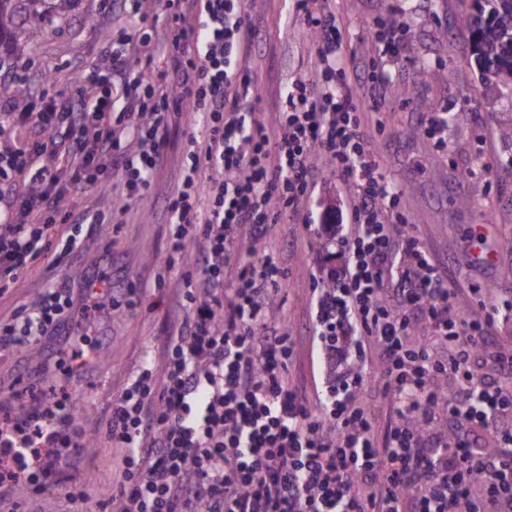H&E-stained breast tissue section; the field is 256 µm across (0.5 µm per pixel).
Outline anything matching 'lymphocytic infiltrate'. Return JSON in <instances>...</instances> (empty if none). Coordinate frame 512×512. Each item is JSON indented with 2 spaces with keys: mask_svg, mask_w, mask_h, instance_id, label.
<instances>
[{
  "mask_svg": "<svg viewBox=\"0 0 512 512\" xmlns=\"http://www.w3.org/2000/svg\"><path fill=\"white\" fill-rule=\"evenodd\" d=\"M164 9L176 94L113 51L110 73L84 75L91 99L61 94L13 116L65 130L66 140L0 154V181L35 183L0 205V283L9 285L49 249L56 222L100 221L63 204L105 185L113 73L124 75L127 127L140 143L123 161L122 201L148 193L160 131L186 112L204 129L188 141L166 208L171 252L206 287L186 292L160 354H148L112 401L113 512H512V346L493 340L512 317V290L493 297L462 281L454 259L411 232L402 190L375 149L384 126L367 129L348 95L360 80L373 110L395 101L404 22L377 23V53L360 72L337 58L342 31L321 0H292L317 39L321 79L294 77L267 121L241 107L258 81L242 65L259 33L246 0H164ZM192 12L201 27L187 26ZM322 168L353 186L347 223L324 227L338 263L314 277L305 322L276 326L283 256L253 258L250 244L281 218L307 223ZM98 308L91 284L48 289L36 309L17 311V323L0 324V346L55 339ZM304 336L324 368L313 400L290 375ZM373 382L387 412L362 398ZM69 406L63 392L26 416L0 415V489L35 473L51 479L69 444Z\"/></svg>",
  "mask_w": 512,
  "mask_h": 512,
  "instance_id": "lymphocytic-infiltrate-1",
  "label": "lymphocytic infiltrate"
}]
</instances>
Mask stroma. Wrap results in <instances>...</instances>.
<instances>
[{
    "label": "stroma",
    "instance_id": "stroma-1",
    "mask_svg": "<svg viewBox=\"0 0 512 512\" xmlns=\"http://www.w3.org/2000/svg\"><path fill=\"white\" fill-rule=\"evenodd\" d=\"M394 0H327L325 7L339 20L344 38L339 50L343 64L361 70L375 54L368 24L386 17ZM15 32L25 46L23 55L0 68V84L13 83L22 75L26 91L20 96L0 95V153L19 142L49 139L37 126L21 127L9 116L40 106L59 93L76 94L83 76L92 68L108 69L112 49L107 34H126L123 51L129 62L142 68L146 77L158 81L168 94L175 84L162 78L165 61L152 54L164 31L166 16L161 0H140L141 22H134L120 0L103 7L101 0H69L64 16L55 25L35 21L34 12H53L58 0H17ZM402 18L409 33L396 83L411 88L409 100L398 99L381 111L386 136L377 141L379 159L388 174L402 182L404 204L410 221L423 242L439 255H451L463 264L464 277L477 279L495 293L512 289V140L500 130L512 125V93L483 87L480 72L469 51L467 17L472 0H403ZM248 11L261 23L246 66L260 77L257 99L246 109L272 118L288 78L309 71L317 43L304 23L292 15L290 0H250ZM429 64L430 77H422L421 64ZM448 115V148L434 150L418 126L420 113ZM202 128L192 113H185L164 136V162L145 199L128 202L125 213L109 210L117 201L123 178L121 168L106 175L109 189L92 188L70 198L72 211L106 213L102 224H64L63 237L76 240L71 257L54 263L45 255L17 283L0 295V320L15 309L34 307L48 288L80 286L85 279L98 285L102 311L81 321V342L96 357L93 366L71 379L69 391L81 408L78 424L82 446L65 461L77 497L67 489L46 490L41 479L27 487L0 495V512H100L101 503L115 485L112 441L108 422L112 401L126 380L139 368L147 347L161 349L174 316L181 312L184 292L183 265L168 266L169 215L166 197L176 188L190 137ZM484 148L488 167L472 171L477 148ZM352 187L329 172H320L308 203L310 221L328 223L346 213ZM488 218L493 222L495 242L500 243L494 269H467L464 241L468 225ZM297 243L286 248L287 234ZM285 247L283 263L288 271L280 284L274 320L298 324L306 314L312 274L329 267L322 239L309 236L289 219H281L271 238L253 245L254 257ZM163 286H156V278ZM120 309H113V302ZM72 363L71 347L55 341L31 347L0 350V400L28 397L47 389L48 379L36 377L37 361Z\"/></svg>",
    "mask_w": 512,
    "mask_h": 512
}]
</instances>
